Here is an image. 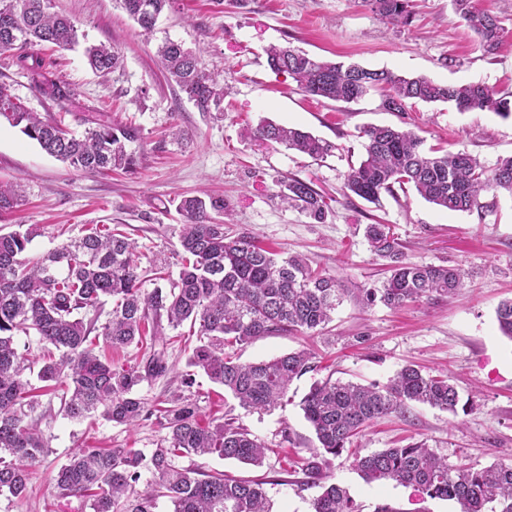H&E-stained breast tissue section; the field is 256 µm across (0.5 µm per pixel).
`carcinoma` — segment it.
<instances>
[{
    "label": "carcinoma",
    "mask_w": 512,
    "mask_h": 512,
    "mask_svg": "<svg viewBox=\"0 0 512 512\" xmlns=\"http://www.w3.org/2000/svg\"><path fill=\"white\" fill-rule=\"evenodd\" d=\"M122 8L148 34L172 0H120ZM379 18L406 25L410 0H368ZM479 47L495 53L505 29L491 10H476L470 0H453ZM51 0H0V55L8 54L28 75L35 91L57 102L69 101L70 84L51 77L54 61L42 56L40 46L73 49L79 44L77 23L50 11ZM167 79L175 82L200 112L220 109L224 85L208 71L201 51L169 40L158 50ZM267 63L276 73L292 78L313 97L352 103L372 91L382 94L388 112H404L409 103L447 102L459 112L512 115V91L485 84L443 85L426 76L407 78L388 69L327 61L291 46H271ZM91 68L105 78L120 66L112 44L85 48ZM17 128L43 151L85 174L139 167L141 130L102 119L87 120L75 134L61 122L32 112L11 86L0 83V121ZM260 145H283L314 160L327 157L335 146L301 129L268 120L250 131ZM365 158L345 178V188L370 203L394 187L411 186L427 202L454 212H481L488 191L512 195V156L492 166L477 157L445 146L424 148V138L411 128L372 125L364 129ZM279 197L324 224L328 209L311 183L291 177L281 183ZM16 185L0 182V214L18 205ZM179 244L182 263L170 287L147 290L139 272L136 245L109 229L90 230L82 238L40 257L27 256L37 230L0 233V496L26 497L29 469L47 453L48 444L35 418L37 406L29 399L31 369L19 353L16 338L32 336L47 352L37 371L39 381L61 391V406L71 419L99 414L118 425L134 426L151 412L138 394L143 383L164 377L170 367L162 351L135 366H118L96 351V334L112 349L165 341L162 321L177 328L199 324L198 345L188 357L181 385L194 386L195 374L238 401L240 408L268 412L288 403L291 382L316 369L315 353L300 349L256 362H242L238 348L264 336L299 333L313 337L331 321L347 289L336 276L311 269L297 255L281 257L242 232L224 234L226 205L208 193L182 198ZM364 236L378 257L389 261L390 276L380 288L360 290L364 305L381 303L397 308L408 302L462 294L464 271L455 266L417 265L405 261L403 245L386 224H368ZM112 310L99 323L105 299ZM502 335L512 339V298L496 308ZM459 392L450 376L432 375L414 364L404 365L384 385H363L330 377L313 382L300 402L303 416L317 444L303 459L299 487L317 486L311 512H359L349 491L328 482L323 470L327 456L341 454L346 445L373 422L409 403L428 405L457 414ZM167 434L151 456L133 448L106 452H73L53 478L61 497L90 494L92 512H157L159 500L172 512H271L255 479L207 473L180 466L185 456L216 455L253 467L264 465L265 445L233 417L208 424L190 397L173 392L162 413ZM355 466L368 483L409 486L431 499L452 501L459 512H512V464L485 467L454 464L423 440L384 448L356 459ZM152 480L137 489L142 470Z\"/></svg>",
    "instance_id": "1"
}]
</instances>
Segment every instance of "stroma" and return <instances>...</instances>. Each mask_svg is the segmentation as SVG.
Wrapping results in <instances>:
<instances>
[{
	"label": "stroma",
	"mask_w": 512,
	"mask_h": 512,
	"mask_svg": "<svg viewBox=\"0 0 512 512\" xmlns=\"http://www.w3.org/2000/svg\"><path fill=\"white\" fill-rule=\"evenodd\" d=\"M52 4L77 22L88 42L112 44L122 57L121 71L104 80L90 69L82 48L52 52L55 77L76 93L63 105L41 97L27 75L1 56L0 82L10 84L28 109L61 120L76 133L98 114L140 128V169L133 175L84 174L1 124L0 181L18 183L23 200L0 215V230L39 226L29 250L37 257L92 228L116 227L135 242L146 279L158 271L174 279L183 222L177 204L205 189L227 199L229 233L246 230L283 254L305 255L312 267L335 274L348 290L327 332L310 342L317 371L293 381L285 408L245 412L222 387L205 376L196 378L190 396L201 421L227 414L238 418L265 444L264 465L215 456L185 457L182 465L266 478L274 512H310L318 488L301 491L285 480L312 445V430L299 408L303 395L329 375L383 384L412 362L433 374H449L461 399L471 404L468 414L409 404L353 438L332 459L331 479L349 490L361 512H375L382 504L398 512H458L456 503L424 499L408 487L367 483L354 461L413 438L452 463H512V339L501 335L496 322L499 302L512 298V197L486 194L492 209L482 215L442 210L412 191L383 195L377 207L347 193L344 182L365 154L361 131L367 125L407 124L427 145L464 150L491 166L512 155V117L424 102L402 114L388 112L375 92L349 104L308 97L292 78L268 67L265 50L287 43L316 57L424 75L441 84L478 82L512 90V0L475 2L498 15L506 30L492 56L479 48L452 0H413L414 18L407 26L379 20L367 0H174L149 36L141 34L118 0ZM167 39L202 48L205 67L229 89L221 111L199 112L166 81L157 49ZM263 117L312 132L336 149L316 163L280 145H257L248 132ZM173 128L185 131V138L171 137ZM293 176L312 182L324 196L331 208L326 223H311L281 202L280 183ZM368 224L389 225L404 243L408 262L462 267L467 273L463 294L399 309L363 305L360 289L379 287L386 276L363 236ZM165 336L170 371L140 389L155 410L180 388L197 343L186 324ZM36 399L48 452L31 470L26 499L1 497L0 512H91L87 499L55 495L52 476L70 454L79 448H135L149 454L166 434L153 416L129 428L101 418H67L54 392L37 391Z\"/></svg>",
	"instance_id": "obj_1"
}]
</instances>
